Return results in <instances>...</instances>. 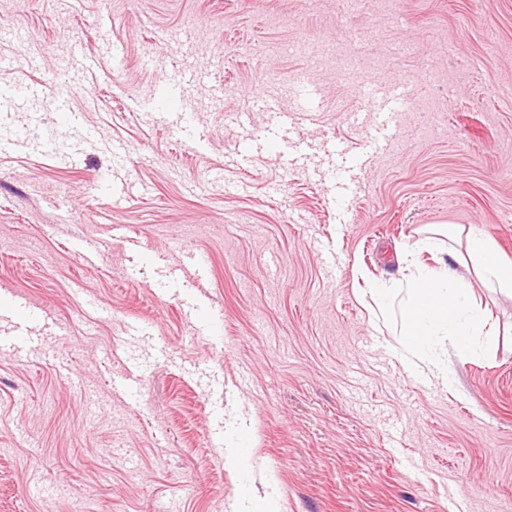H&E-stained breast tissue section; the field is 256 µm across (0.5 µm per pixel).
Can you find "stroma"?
I'll return each instance as SVG.
<instances>
[{"label": "stroma", "instance_id": "35a3bbf8", "mask_svg": "<svg viewBox=\"0 0 512 512\" xmlns=\"http://www.w3.org/2000/svg\"><path fill=\"white\" fill-rule=\"evenodd\" d=\"M2 27L29 81L67 82L77 50L100 66L72 99L91 135L47 99L0 122V330L20 299L41 341L0 350V512H512V293L467 248L486 231L512 265V0H0ZM219 58L223 97L187 91L196 145L136 109ZM369 80L408 92L381 149ZM308 83L313 118L236 125ZM437 230L493 332L439 337L445 386L372 292ZM131 371L135 401L111 386ZM243 436L248 470L224 459Z\"/></svg>", "mask_w": 512, "mask_h": 512}]
</instances>
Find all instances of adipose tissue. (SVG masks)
Instances as JSON below:
<instances>
[{
    "mask_svg": "<svg viewBox=\"0 0 512 512\" xmlns=\"http://www.w3.org/2000/svg\"><path fill=\"white\" fill-rule=\"evenodd\" d=\"M469 252L488 284L512 288V269L501 264L486 233H471ZM408 287L409 298L400 310L402 341L414 355L415 365L425 367L436 380L447 381V369L426 350L432 336L442 329L456 337L458 348L464 353L470 350L473 337L485 335L482 317L469 305L471 288L445 264L431 274L413 277ZM428 301L441 307L438 318L425 316L424 304Z\"/></svg>",
    "mask_w": 512,
    "mask_h": 512,
    "instance_id": "1",
    "label": "adipose tissue"
}]
</instances>
